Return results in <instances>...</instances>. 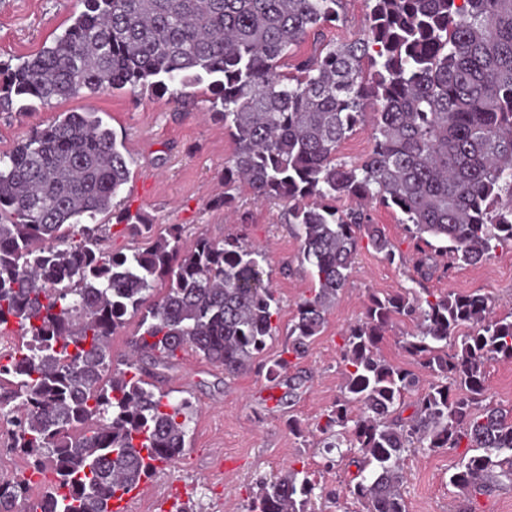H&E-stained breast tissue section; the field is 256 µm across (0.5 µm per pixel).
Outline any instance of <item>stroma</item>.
Listing matches in <instances>:
<instances>
[{
    "mask_svg": "<svg viewBox=\"0 0 512 512\" xmlns=\"http://www.w3.org/2000/svg\"><path fill=\"white\" fill-rule=\"evenodd\" d=\"M79 10L77 0H0V64L12 66L40 52L63 33ZM368 11L367 0H345V23L324 27L316 38L307 39L279 61L278 73L295 75L297 57L329 43L362 37ZM211 99L208 85L202 83L191 88L186 105L160 90L138 95L106 91L91 99L55 100L33 111L0 112L3 155L62 114L93 109L130 159L131 177L119 196L121 208L143 214L158 229L182 225L181 243L186 248L201 235L221 240L238 234L267 249L264 276L281 306L276 336L269 340L265 355L237 377H225L222 368L185 352L177 368L156 381L157 391L193 398L197 412L183 454L158 471L141 494L127 498L124 512H151L159 498L180 486L186 488L194 512H245L255 482L290 466L313 475L316 512H364L348 491L354 467L342 461L325 466L315 425L340 395L344 329L362 317L370 294L411 287L414 242L399 211L373 205L372 219L394 244L399 260L388 261L362 245L322 333L289 371L300 380L297 388L289 389L284 381L270 382L267 369L287 343L296 303L312 282L300 266L299 244L283 221L282 202H257L246 188H239L234 204L247 216L243 225L233 223L218 205L224 191V162L235 144L223 121L211 116ZM424 286L436 294L482 290L493 298L495 314L507 315L512 312V249L497 250L476 265L436 271ZM485 372L486 403L512 409V362L489 361ZM292 419L299 423V431L289 430ZM467 453L460 447L409 455L402 486L407 512H512L511 485L469 497L450 484Z\"/></svg>",
    "mask_w": 512,
    "mask_h": 512,
    "instance_id": "stroma-1",
    "label": "stroma"
}]
</instances>
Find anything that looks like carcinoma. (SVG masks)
Masks as SVG:
<instances>
[{
	"instance_id": "1",
	"label": "carcinoma",
	"mask_w": 512,
	"mask_h": 512,
	"mask_svg": "<svg viewBox=\"0 0 512 512\" xmlns=\"http://www.w3.org/2000/svg\"><path fill=\"white\" fill-rule=\"evenodd\" d=\"M53 44L6 69L0 110L108 90L133 94L211 79L216 115L235 143L224 198L247 187L278 199L309 265L313 288L296 305L275 377L303 358L345 288L362 240L385 258L394 246L369 205L398 209L417 247L413 281L426 280L427 237L437 256L473 265L512 246V0H368L362 38L328 44L285 78L276 63L325 25L345 0H81ZM370 71H365L364 64ZM374 146L363 160L336 149L367 113ZM129 162L97 112H67L0 156V415L30 477L0 484V512H112L154 462L187 446L196 406L153 390L152 378L191 350L237 376L277 332L279 300L264 282L265 251L243 238L161 232L117 209ZM346 198L350 206L333 202ZM110 213L147 246L102 247ZM138 318L128 352L112 336ZM396 318L415 325L403 349L432 377L389 363L379 344ZM344 382L317 424L324 466L350 448L366 512H407L403 461L418 449L474 451L450 477L471 495L512 484V410L483 403L485 363L512 361V313L490 297L428 289L373 294L343 332ZM358 404L352 413L350 405ZM409 415H404L407 409ZM44 486L29 496L32 477ZM316 482L289 467L256 483L247 512H315Z\"/></svg>"
}]
</instances>
